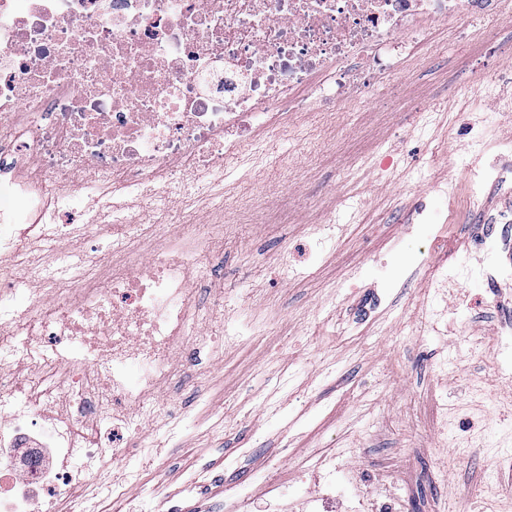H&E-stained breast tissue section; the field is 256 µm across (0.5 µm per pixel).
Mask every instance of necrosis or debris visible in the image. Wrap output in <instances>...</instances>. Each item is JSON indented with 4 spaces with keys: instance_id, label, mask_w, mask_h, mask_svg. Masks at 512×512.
I'll use <instances>...</instances> for the list:
<instances>
[{
    "instance_id": "4bbe7bcc",
    "label": "necrosis or debris",
    "mask_w": 512,
    "mask_h": 512,
    "mask_svg": "<svg viewBox=\"0 0 512 512\" xmlns=\"http://www.w3.org/2000/svg\"><path fill=\"white\" fill-rule=\"evenodd\" d=\"M504 0H0V512H70L104 459L126 457L121 431L146 416L180 424L164 393L199 345L230 346L207 327L224 290L196 300L207 225L184 221L226 165L263 157L290 112H359L378 79L420 64L443 21L493 20ZM497 77L473 91L470 185L512 182V138H489L501 115ZM133 190L168 208L179 235L148 269L133 244L155 235L124 224L106 281L18 295L12 264L51 206ZM26 365L34 380L20 378ZM325 471L300 512H337L348 461Z\"/></svg>"
}]
</instances>
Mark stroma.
<instances>
[{"label":"stroma","mask_w":512,"mask_h":512,"mask_svg":"<svg viewBox=\"0 0 512 512\" xmlns=\"http://www.w3.org/2000/svg\"><path fill=\"white\" fill-rule=\"evenodd\" d=\"M489 28V43L456 35L449 47L431 51L423 68L384 82L365 111L289 115L290 124L322 142L319 152H292L291 176L266 163L227 166L224 183L238 195L270 183L296 201L252 211L210 240L209 252L224 264V323L238 339L223 358L207 354L202 365L180 367L182 387L208 400L185 433L167 438L153 421L131 435L128 447H154L132 460L141 491L129 495L122 512H224L222 485L255 495L257 512H279L260 498L252 474L269 472L305 494L317 482L311 459L330 444L352 447L364 474L390 475L402 512H486L487 479L496 474L512 484V470L498 469L490 452L500 431L512 429V412L502 416L470 403L472 384L494 383L496 374L472 345L512 316V285L490 288L471 249L481 217L512 207V186L475 187L476 214L465 211L462 198L437 193L459 177L469 149L471 106L461 89L479 88L489 71L512 69V20ZM435 143L448 146L447 157L432 159ZM420 199L432 223H412ZM90 212L100 213L102 225L55 244L71 261L89 256L106 265L116 231L111 208L97 194L61 210L58 221L81 224ZM327 212L338 223L335 244L324 247L309 231ZM440 239L462 268L464 301L447 331L423 332L421 315L436 306L424 265ZM314 316L334 325L335 335L307 336ZM442 362L455 367L453 380L436 372ZM292 371L299 377L282 393L278 414L265 412L264 394ZM477 423L488 426L485 446L444 467L451 437ZM228 458L234 469H225ZM190 473L198 483L188 494L183 482ZM125 475L117 462L97 468L83 512H110L109 493Z\"/></svg>","instance_id":"1"}]
</instances>
